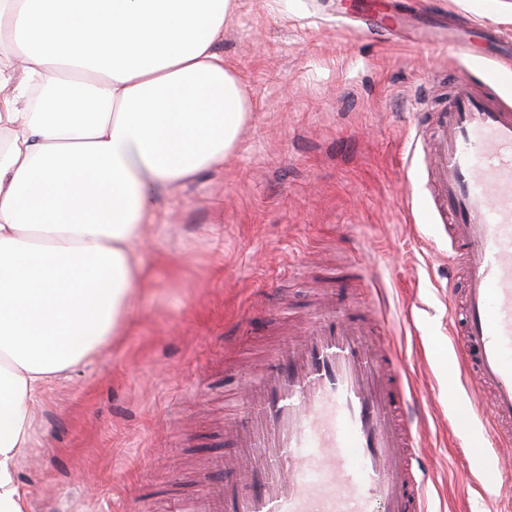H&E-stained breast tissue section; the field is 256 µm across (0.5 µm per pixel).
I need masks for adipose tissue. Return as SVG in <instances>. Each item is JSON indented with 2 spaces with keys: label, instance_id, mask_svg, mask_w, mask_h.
Here are the masks:
<instances>
[{
  "label": "adipose tissue",
  "instance_id": "ef3b65f1",
  "mask_svg": "<svg viewBox=\"0 0 512 512\" xmlns=\"http://www.w3.org/2000/svg\"><path fill=\"white\" fill-rule=\"evenodd\" d=\"M235 0H0V512L38 396L121 336L160 190L247 117L216 43Z\"/></svg>",
  "mask_w": 512,
  "mask_h": 512
}]
</instances>
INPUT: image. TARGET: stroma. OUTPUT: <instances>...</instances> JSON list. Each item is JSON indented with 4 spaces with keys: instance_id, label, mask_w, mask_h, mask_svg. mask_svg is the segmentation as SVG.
<instances>
[{
    "instance_id": "35a3bbf8",
    "label": "stroma",
    "mask_w": 512,
    "mask_h": 512,
    "mask_svg": "<svg viewBox=\"0 0 512 512\" xmlns=\"http://www.w3.org/2000/svg\"><path fill=\"white\" fill-rule=\"evenodd\" d=\"M366 3L371 27L340 0H238L217 45L250 105L237 147L160 197L123 336L40 395L18 469L28 512H174L233 451L226 399L246 412L265 346L303 332L325 292L376 311L403 359L430 512H512V457L486 476L493 442L452 334L460 272L421 137L457 78L488 88L482 63L422 30H470L497 56L512 0Z\"/></svg>"
}]
</instances>
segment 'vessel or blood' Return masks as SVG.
I'll use <instances>...</instances> for the list:
<instances>
[{
  "label": "vessel or blood",
  "mask_w": 512,
  "mask_h": 512,
  "mask_svg": "<svg viewBox=\"0 0 512 512\" xmlns=\"http://www.w3.org/2000/svg\"><path fill=\"white\" fill-rule=\"evenodd\" d=\"M435 209L465 268L455 339L489 407L490 436L512 442V112L459 80L430 132ZM331 297L302 342L270 356L231 433L240 481L212 479L177 512H427L423 450L391 344Z\"/></svg>",
  "instance_id": "1"
}]
</instances>
